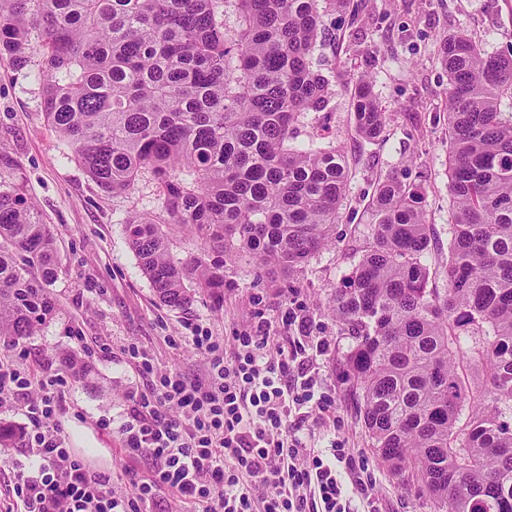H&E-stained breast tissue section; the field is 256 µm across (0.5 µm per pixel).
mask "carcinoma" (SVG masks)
I'll use <instances>...</instances> for the list:
<instances>
[{"mask_svg": "<svg viewBox=\"0 0 512 512\" xmlns=\"http://www.w3.org/2000/svg\"><path fill=\"white\" fill-rule=\"evenodd\" d=\"M350 0H0V55L25 65L40 38L47 121L106 192L152 175L168 221L125 220L126 241L158 300L195 291L224 301V254L268 274L302 267L332 239L349 171L294 125L329 80L312 65L323 12ZM448 74L447 288L429 287L425 192L378 181L373 241L336 287L333 311L353 345L342 361L370 447L417 479L446 512H512V57L465 32L440 43ZM355 132L376 139L391 113L361 76ZM201 255L177 262L169 226ZM54 237L38 210L0 190V339L16 344L52 316ZM191 282V289L186 283ZM83 379L89 366L63 353ZM466 363L479 381L458 371Z\"/></svg>", "mask_w": 512, "mask_h": 512, "instance_id": "cac0c4a2", "label": "carcinoma"}]
</instances>
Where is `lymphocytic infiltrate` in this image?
Wrapping results in <instances>:
<instances>
[{"label":"lymphocytic infiltrate","mask_w":512,"mask_h":512,"mask_svg":"<svg viewBox=\"0 0 512 512\" xmlns=\"http://www.w3.org/2000/svg\"><path fill=\"white\" fill-rule=\"evenodd\" d=\"M313 326L293 298L279 323L258 317L228 341L187 324V340L208 364L206 378L196 381L159 371L146 351L125 347L149 386L131 397L120 431L125 446L152 467L131 477L122 495L107 493L111 474L90 468L67 445L56 412L68 376L36 375L22 367L20 355L1 357L0 407L23 400L22 443L40 461L15 486L24 512H147L161 489L199 512H352V486L367 512H379L359 460L336 442L316 451L293 430L336 411L315 370L330 344Z\"/></svg>","instance_id":"f902f5d3"}]
</instances>
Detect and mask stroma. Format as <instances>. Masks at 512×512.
<instances>
[{"label":"stroma","instance_id":"35a3bbf8","mask_svg":"<svg viewBox=\"0 0 512 512\" xmlns=\"http://www.w3.org/2000/svg\"><path fill=\"white\" fill-rule=\"evenodd\" d=\"M324 25L331 38L318 46L313 62L329 79L331 95L323 110L299 117L295 139L319 137L336 146L350 166L336 239L287 277L268 275L245 254L225 259L224 304L217 308L202 293L183 308L157 301L124 233V221L133 213L164 214L150 175L140 177L126 194L103 191L45 117L38 50H31L22 68L0 56V186L36 206L56 240L59 262L50 287L56 311L35 335L20 342L24 367L38 374L59 368L63 349L90 363L88 380L74 382L57 417L75 454L93 468L111 472L114 492L123 491L128 470L148 467L146 459L126 452L119 432L129 395L144 384L124 358L123 346L136 344L160 368L201 378L207 368L203 358L190 343L170 347L168 337L183 333L189 322L229 337L259 309L278 321L285 300L293 297L306 304L317 335L331 344L317 365L333 389L336 412L310 423L311 444L324 450L336 441L348 448L374 480L382 512H444L442 503L418 484L392 474L370 448L341 376L352 338L330 305L337 285L372 242L377 222L373 187L389 176L425 189L431 285L446 288L452 222L448 75L438 61V45L441 37L462 29L487 54L512 57V0H361L358 13H325ZM361 74L373 76V92L392 114L371 143L356 135L350 106V82ZM103 342L108 351H99ZM103 419L109 420V428L100 427ZM37 468L31 450L18 445L0 457V512H20L13 487L19 473Z\"/></svg>","mask_w":512,"mask_h":512}]
</instances>
